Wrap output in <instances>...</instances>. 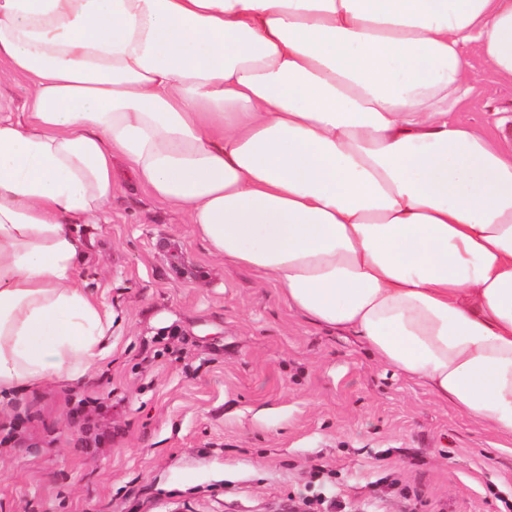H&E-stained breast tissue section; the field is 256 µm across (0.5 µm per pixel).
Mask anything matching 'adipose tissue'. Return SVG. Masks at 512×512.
Wrapping results in <instances>:
<instances>
[{
    "mask_svg": "<svg viewBox=\"0 0 512 512\" xmlns=\"http://www.w3.org/2000/svg\"><path fill=\"white\" fill-rule=\"evenodd\" d=\"M512 0H0V392L76 381L110 316L79 220L122 157L211 255L512 442V149L455 119ZM0 91L9 96L18 113L22 112V106L30 94V88L26 82L21 79L12 80L5 76L0 79Z\"/></svg>",
    "mask_w": 512,
    "mask_h": 512,
    "instance_id": "obj_1",
    "label": "adipose tissue"
}]
</instances>
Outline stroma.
Wrapping results in <instances>:
<instances>
[{"instance_id": "35a3bbf8", "label": "stroma", "mask_w": 512, "mask_h": 512, "mask_svg": "<svg viewBox=\"0 0 512 512\" xmlns=\"http://www.w3.org/2000/svg\"><path fill=\"white\" fill-rule=\"evenodd\" d=\"M467 57L456 119L512 146V84ZM113 167L108 210L75 225L112 352L84 382L0 394V512H296L318 463L349 512H405L389 470L434 512H504L512 446L289 311Z\"/></svg>"}]
</instances>
